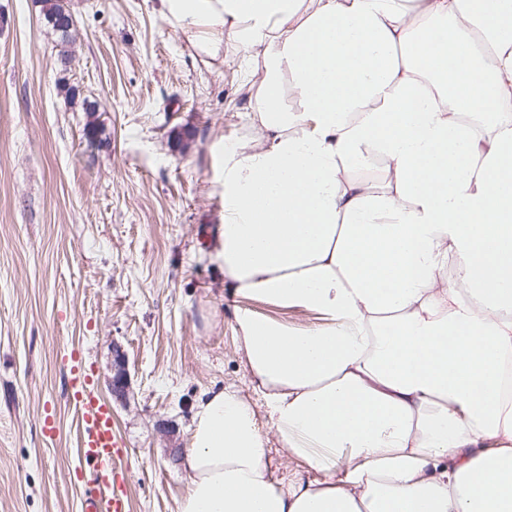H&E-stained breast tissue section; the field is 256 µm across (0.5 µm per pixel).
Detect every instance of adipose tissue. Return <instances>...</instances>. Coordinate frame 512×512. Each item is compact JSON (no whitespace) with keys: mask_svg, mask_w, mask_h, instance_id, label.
Here are the masks:
<instances>
[{"mask_svg":"<svg viewBox=\"0 0 512 512\" xmlns=\"http://www.w3.org/2000/svg\"><path fill=\"white\" fill-rule=\"evenodd\" d=\"M161 5L251 61L224 286L317 319L239 310L262 401L199 399L179 512H512V0ZM273 461V469L277 472V476L281 477L285 473H288V479L294 477H302L304 479L313 476V472L309 469L307 463L298 458L291 459L288 457V461L280 455L279 451H273L271 455ZM281 462V463H280ZM278 468V470H276Z\"/></svg>","mask_w":512,"mask_h":512,"instance_id":"adipose-tissue-1","label":"adipose tissue"}]
</instances>
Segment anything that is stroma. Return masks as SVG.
<instances>
[{
	"label": "stroma",
	"instance_id": "obj_1",
	"mask_svg": "<svg viewBox=\"0 0 512 512\" xmlns=\"http://www.w3.org/2000/svg\"><path fill=\"white\" fill-rule=\"evenodd\" d=\"M64 2L65 45L41 0H0V512H82L95 469L72 477V349L112 408L131 512H179L188 479L169 451L187 448L195 401L257 397L245 304L207 245L224 212L220 143L245 132V60L196 50L159 0Z\"/></svg>",
	"mask_w": 512,
	"mask_h": 512
}]
</instances>
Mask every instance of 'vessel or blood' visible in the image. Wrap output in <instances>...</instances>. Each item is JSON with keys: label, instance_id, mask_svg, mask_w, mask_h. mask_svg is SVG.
Here are the masks:
<instances>
[{"label": "vessel or blood", "instance_id": "b4317fda", "mask_svg": "<svg viewBox=\"0 0 512 512\" xmlns=\"http://www.w3.org/2000/svg\"><path fill=\"white\" fill-rule=\"evenodd\" d=\"M93 378L81 356L72 355L68 396L79 413L78 464L94 465L96 480L84 499V512H131L127 481L118 463L124 444L109 404L93 397Z\"/></svg>", "mask_w": 512, "mask_h": 512}]
</instances>
